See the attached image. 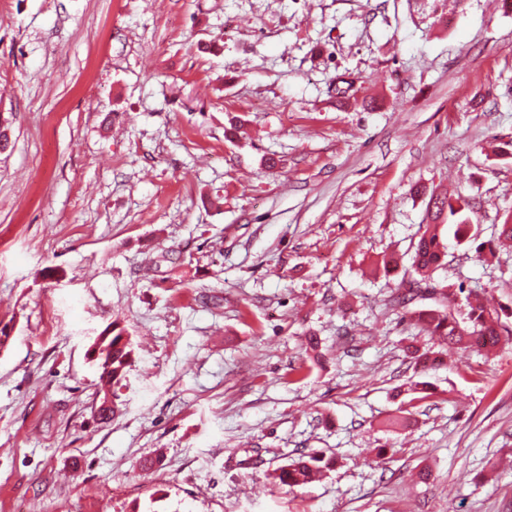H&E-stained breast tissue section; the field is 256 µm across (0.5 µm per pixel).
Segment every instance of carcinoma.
<instances>
[{
	"label": "carcinoma",
	"mask_w": 512,
	"mask_h": 512,
	"mask_svg": "<svg viewBox=\"0 0 512 512\" xmlns=\"http://www.w3.org/2000/svg\"><path fill=\"white\" fill-rule=\"evenodd\" d=\"M434 208L432 223L422 226L412 256V272L405 273L401 280L403 290L398 292L395 303L403 308L415 300L411 286L425 285L439 295L433 307L410 311V319L420 330L442 338L448 348L474 349L481 353L493 351L501 342L503 332L498 309L479 301L477 295L465 294L464 311H454L456 298L445 287L434 283L433 274L442 266L447 246L443 243L439 226L455 225L454 235L465 241L478 242L475 258L482 259L484 254L494 253L501 247L512 248V223L500 225L496 237L487 241H478L479 227L470 223L465 210L467 204L450 196L430 200ZM93 352L97 354L96 362L101 369L100 379L106 386L119 383L125 376L127 368L133 361V348L124 340V329L114 321L111 328L105 329L94 344ZM323 458L310 456L300 458L276 469L278 482L291 489L307 485L320 472Z\"/></svg>",
	"instance_id": "carcinoma-1"
}]
</instances>
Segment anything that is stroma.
Segmentation results:
<instances>
[{"label":"stroma","mask_w":512,"mask_h":512,"mask_svg":"<svg viewBox=\"0 0 512 512\" xmlns=\"http://www.w3.org/2000/svg\"><path fill=\"white\" fill-rule=\"evenodd\" d=\"M0 123V512H512V339L393 301L431 194L512 221L501 0H0ZM443 236L512 331V251ZM112 326V329L109 328ZM125 330L114 321L100 334L94 344L96 362L101 369L100 379L104 386L118 384L133 361V348L124 340ZM305 456L298 460H293L276 469L275 478L278 482L287 486L290 489L301 487L312 482L316 474L322 468L319 463L324 461V458L317 456Z\"/></svg>","instance_id":"35a3bbf8"}]
</instances>
